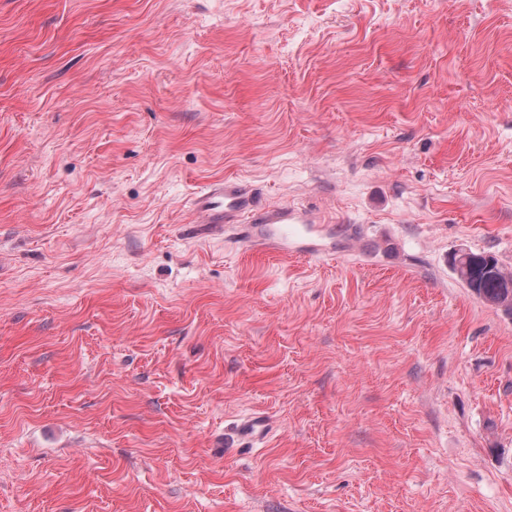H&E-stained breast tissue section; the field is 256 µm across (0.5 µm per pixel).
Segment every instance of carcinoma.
I'll use <instances>...</instances> for the list:
<instances>
[{
    "label": "carcinoma",
    "mask_w": 512,
    "mask_h": 512,
    "mask_svg": "<svg viewBox=\"0 0 512 512\" xmlns=\"http://www.w3.org/2000/svg\"><path fill=\"white\" fill-rule=\"evenodd\" d=\"M457 279L479 300L512 315V273L491 254L458 251L450 260Z\"/></svg>",
    "instance_id": "cac0c4a2"
}]
</instances>
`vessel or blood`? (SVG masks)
<instances>
[{"label": "vessel or blood", "instance_id": "1", "mask_svg": "<svg viewBox=\"0 0 512 512\" xmlns=\"http://www.w3.org/2000/svg\"><path fill=\"white\" fill-rule=\"evenodd\" d=\"M197 214L190 233L198 238L223 236L225 242L240 244L253 253H284L296 244L307 254H317L312 239L322 219L314 212L285 204L262 205L250 186L233 180H217L190 200Z\"/></svg>", "mask_w": 512, "mask_h": 512}]
</instances>
